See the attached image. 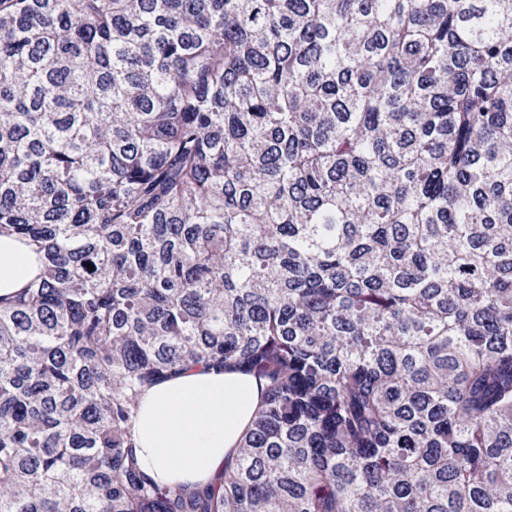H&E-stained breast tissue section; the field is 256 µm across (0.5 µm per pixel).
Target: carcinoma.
Wrapping results in <instances>:
<instances>
[{"label": "carcinoma", "mask_w": 512, "mask_h": 512, "mask_svg": "<svg viewBox=\"0 0 512 512\" xmlns=\"http://www.w3.org/2000/svg\"><path fill=\"white\" fill-rule=\"evenodd\" d=\"M0 512H512V0H0ZM265 382L160 485L140 392ZM35 246L0 236V299H8L24 288L39 270Z\"/></svg>", "instance_id": "cac0c4a2"}]
</instances>
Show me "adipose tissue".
<instances>
[{
    "mask_svg": "<svg viewBox=\"0 0 512 512\" xmlns=\"http://www.w3.org/2000/svg\"><path fill=\"white\" fill-rule=\"evenodd\" d=\"M33 245L0 236V299L39 270ZM263 392L253 376L183 372L145 388L133 423L141 469L168 484H204L223 473Z\"/></svg>",
    "mask_w": 512,
    "mask_h": 512,
    "instance_id": "ef3b65f1",
    "label": "adipose tissue"
}]
</instances>
